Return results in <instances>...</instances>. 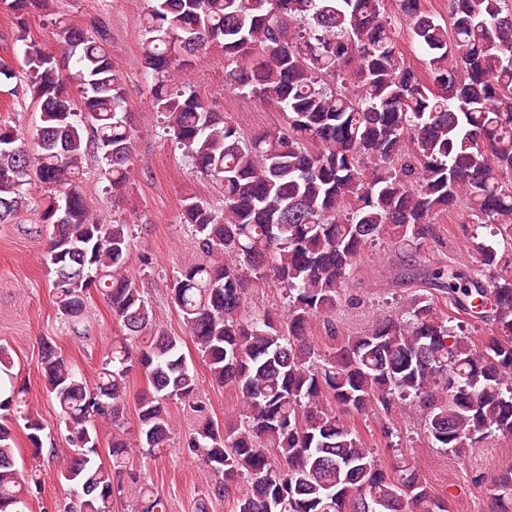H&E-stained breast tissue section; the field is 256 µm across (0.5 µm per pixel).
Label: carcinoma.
I'll return each instance as SVG.
<instances>
[{
	"label": "carcinoma",
	"instance_id": "1",
	"mask_svg": "<svg viewBox=\"0 0 512 512\" xmlns=\"http://www.w3.org/2000/svg\"><path fill=\"white\" fill-rule=\"evenodd\" d=\"M141 65L154 78L152 106L196 168L220 189L222 208L189 197L181 215L204 260L178 271L171 304L218 387L230 386L239 420L219 425L198 398V374L182 338L156 323L144 292L124 271L130 225L90 217L79 190L92 152L113 191L131 172L133 133L122 71L103 21L60 36L74 72L54 52L26 44L29 89L40 105L33 141L0 120V223L26 204L37 178L45 261L61 321L76 336L95 288L122 329L93 379L42 344L45 389L68 451L58 477L72 487L71 512H113L129 495L137 512H168L134 468L131 448L153 457L173 434L169 404L194 414L184 447L211 476L210 493L233 496V512H448L417 470L397 477L340 414L397 404L423 410L428 444L461 455L489 439L512 440V254L475 244L479 266L430 271L456 315L415 297L360 336L337 340L332 315L357 258L385 238L417 253L435 218L465 205L473 226L512 240V0H448L449 22L421 0H149ZM46 0H0L25 40L27 17ZM423 52L405 58L399 40ZM224 52V82L283 116L244 135L188 83L171 77L212 45ZM76 86L79 100L71 96ZM274 283L284 310L250 306ZM491 323L477 346L451 322ZM330 343L310 342L314 320ZM10 350L0 346V512H28L42 491L36 470L16 467L5 425L22 419L33 456L42 423L28 411ZM152 390L137 400L136 442L117 434L100 457L99 425L121 422L129 374ZM244 488L231 492L232 486ZM474 484L512 512V463Z\"/></svg>",
	"mask_w": 512,
	"mask_h": 512
}]
</instances>
